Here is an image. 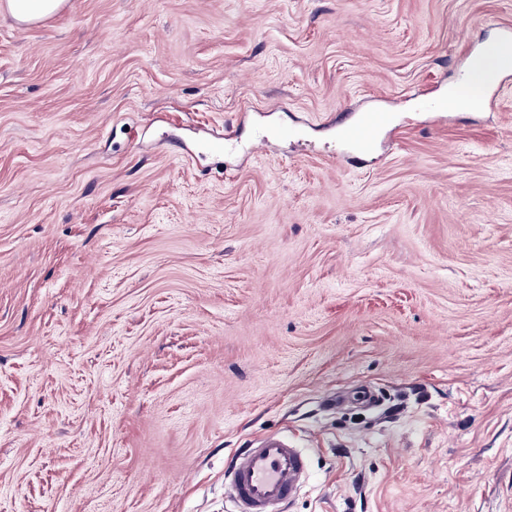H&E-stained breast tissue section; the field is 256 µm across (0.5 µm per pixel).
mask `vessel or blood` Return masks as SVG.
<instances>
[{"mask_svg": "<svg viewBox=\"0 0 512 512\" xmlns=\"http://www.w3.org/2000/svg\"><path fill=\"white\" fill-rule=\"evenodd\" d=\"M387 112H368L355 123L339 125L341 140L368 151L388 128ZM311 479L310 462L296 442L281 433L264 434L232 451L224 463V488L230 512H286Z\"/></svg>", "mask_w": 512, "mask_h": 512, "instance_id": "obj_1", "label": "vessel or blood"}]
</instances>
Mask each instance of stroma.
<instances>
[{"mask_svg":"<svg viewBox=\"0 0 512 512\" xmlns=\"http://www.w3.org/2000/svg\"><path fill=\"white\" fill-rule=\"evenodd\" d=\"M512 0L0 12V512H512ZM387 111L371 152L334 121ZM261 130L270 138L246 153ZM231 133L224 155L191 148ZM498 44L512 51V32L505 30L499 37ZM496 46L491 52L487 53L481 66L470 67L467 74V82L473 88H477L486 82L488 72L498 67L499 60L505 54L500 46ZM311 479L308 456L281 433L263 434L236 448L224 463L229 512H285Z\"/></svg>","mask_w":512,"mask_h":512,"instance_id":"1","label":"stroma"}]
</instances>
